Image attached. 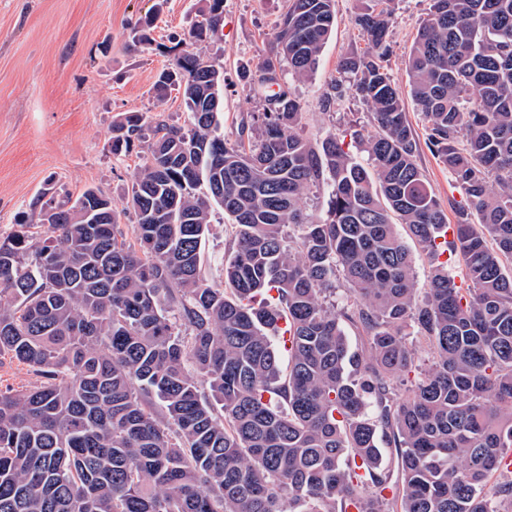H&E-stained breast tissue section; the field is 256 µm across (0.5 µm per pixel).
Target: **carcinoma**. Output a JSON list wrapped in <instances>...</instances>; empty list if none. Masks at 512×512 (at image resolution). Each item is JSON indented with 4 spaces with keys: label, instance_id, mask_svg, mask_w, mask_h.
Listing matches in <instances>:
<instances>
[{
    "label": "carcinoma",
    "instance_id": "carcinoma-1",
    "mask_svg": "<svg viewBox=\"0 0 512 512\" xmlns=\"http://www.w3.org/2000/svg\"><path fill=\"white\" fill-rule=\"evenodd\" d=\"M205 2L198 41L217 35L224 0ZM393 3L358 14L371 51L344 57L323 99L331 107L347 84L365 102L372 168L337 135L300 132L286 76L313 72L335 0H290L258 66L262 111L236 139L224 138L221 67L193 53L153 86L160 102L181 92L185 125L140 112L112 124V154H144L126 193L133 242L94 187L0 238V357L36 377L0 390V512H502L497 500L512 501V479L490 485L512 455L501 260L512 257V0H431L408 58L428 144L468 202L450 241L380 61ZM321 183L327 209L314 216L304 200ZM215 205L235 225L222 287L202 274ZM397 222L436 261L422 296ZM40 224L53 233L41 242ZM446 250L463 256L466 286L439 261ZM264 292L275 296L255 305ZM408 325L433 353L426 369Z\"/></svg>",
    "mask_w": 512,
    "mask_h": 512
}]
</instances>
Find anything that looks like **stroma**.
<instances>
[{
	"label": "stroma",
	"instance_id": "obj_1",
	"mask_svg": "<svg viewBox=\"0 0 512 512\" xmlns=\"http://www.w3.org/2000/svg\"><path fill=\"white\" fill-rule=\"evenodd\" d=\"M288 5L289 0H224L218 35L200 42L191 36L202 20L200 0H0V236L14 231L22 213L39 211L44 189L59 201L89 187L111 197L120 231L131 235L125 191L144 156L108 151L113 123L126 112H160L169 123L185 124L178 91L160 106L152 85L176 54L199 52L224 68V136L235 139L242 117L262 109L251 77ZM364 5L365 0H336L335 25L313 74L289 81L302 107L303 135L313 141L331 132L349 136L348 152L361 163L367 160L361 139L373 132L367 107L351 90L328 109L321 99L341 58L369 49L355 24ZM429 7L430 0L394 3L384 63L403 91L408 56ZM149 16L155 19L150 43L133 42V27ZM407 113L421 144L418 165L449 224H456L465 197L430 151L421 115L412 106ZM233 247L231 223L214 208L203 247L209 283L223 284L224 257Z\"/></svg>",
	"mask_w": 512,
	"mask_h": 512
}]
</instances>
